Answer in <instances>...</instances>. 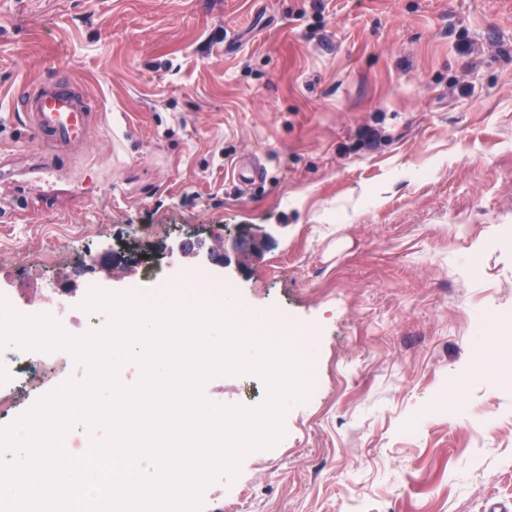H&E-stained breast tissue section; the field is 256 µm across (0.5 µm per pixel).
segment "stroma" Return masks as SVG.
<instances>
[{"label": "stroma", "instance_id": "obj_1", "mask_svg": "<svg viewBox=\"0 0 512 512\" xmlns=\"http://www.w3.org/2000/svg\"><path fill=\"white\" fill-rule=\"evenodd\" d=\"M80 86L100 126L58 170L11 100ZM262 177L240 190L238 160ZM270 233L205 267L282 315L319 360L283 435L201 495L202 512H490L512 505V0H0V292L70 277L179 291L186 238ZM131 253L110 279L94 258ZM6 427L89 367L63 349ZM260 407L259 374L213 376Z\"/></svg>", "mask_w": 512, "mask_h": 512}]
</instances>
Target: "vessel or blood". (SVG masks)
Wrapping results in <instances>:
<instances>
[{
	"mask_svg": "<svg viewBox=\"0 0 512 512\" xmlns=\"http://www.w3.org/2000/svg\"><path fill=\"white\" fill-rule=\"evenodd\" d=\"M12 109L25 114L31 134L41 145L51 148L54 161L86 143L98 126L94 100L58 82L39 81L24 88Z\"/></svg>",
	"mask_w": 512,
	"mask_h": 512,
	"instance_id": "vessel-or-blood-1",
	"label": "vessel or blood"
}]
</instances>
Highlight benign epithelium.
I'll list each match as a JSON object with an SVG mask.
<instances>
[{"mask_svg":"<svg viewBox=\"0 0 512 512\" xmlns=\"http://www.w3.org/2000/svg\"><path fill=\"white\" fill-rule=\"evenodd\" d=\"M270 243L272 238L266 233L244 238L226 231L214 236L209 245L203 240L185 243L181 246V253L204 256L210 264L224 269L231 266L241 268L252 258L260 255Z\"/></svg>","mask_w":512,"mask_h":512,"instance_id":"obj_1","label":"benign epithelium"}]
</instances>
